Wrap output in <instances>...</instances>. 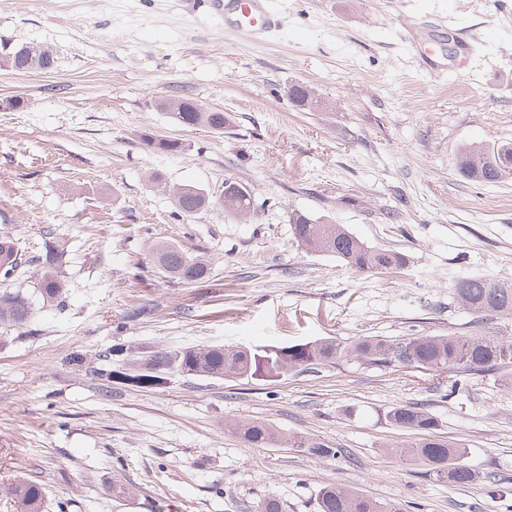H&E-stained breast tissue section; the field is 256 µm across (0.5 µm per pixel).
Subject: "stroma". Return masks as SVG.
I'll list each match as a JSON object with an SVG mask.
<instances>
[{
    "mask_svg": "<svg viewBox=\"0 0 512 512\" xmlns=\"http://www.w3.org/2000/svg\"><path fill=\"white\" fill-rule=\"evenodd\" d=\"M190 0H0V44L52 49L49 71L0 64V233L28 264L0 287L34 318L0 329V512L14 477L38 481L46 512H316L338 484L408 512H512V367L449 390L429 370L329 365L249 381L176 378L160 389L111 386L92 373L109 346H283L360 336L469 332L451 280L512 283V182L460 176L467 145L512 142V0H273L281 27L257 45ZM447 34L443 74L423 71L411 33ZM314 88L322 108L292 105ZM175 96L229 118L223 133L183 127L159 106ZM180 139L185 154L148 150ZM206 191L234 178L258 210L242 223L216 210L176 217L149 182ZM344 225L403 253L397 276L362 273L298 247L291 211ZM208 260L207 281L164 277L149 245ZM60 253L65 307L39 293L38 258ZM145 316L131 320V308ZM81 352L87 364H69ZM422 408L461 444L473 482L429 475L401 455L410 433L384 415ZM342 448L319 460L254 448L239 421Z\"/></svg>",
    "mask_w": 512,
    "mask_h": 512,
    "instance_id": "stroma-1",
    "label": "stroma"
}]
</instances>
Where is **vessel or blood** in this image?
Returning a JSON list of instances; mask_svg holds the SVG:
<instances>
[{"instance_id": "vessel-or-blood-1", "label": "vessel or blood", "mask_w": 512, "mask_h": 512, "mask_svg": "<svg viewBox=\"0 0 512 512\" xmlns=\"http://www.w3.org/2000/svg\"><path fill=\"white\" fill-rule=\"evenodd\" d=\"M193 6L222 16L225 31L244 35L256 44L267 43L279 26L270 0H193Z\"/></svg>"}]
</instances>
